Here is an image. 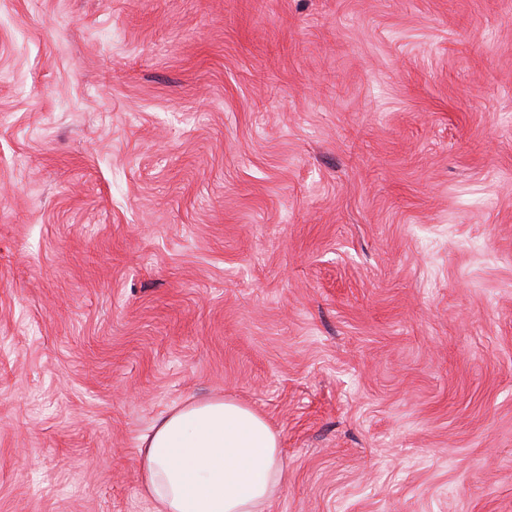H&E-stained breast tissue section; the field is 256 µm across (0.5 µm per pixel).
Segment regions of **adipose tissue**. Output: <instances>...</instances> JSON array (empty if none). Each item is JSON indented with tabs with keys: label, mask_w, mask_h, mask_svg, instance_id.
I'll list each match as a JSON object with an SVG mask.
<instances>
[{
	"label": "adipose tissue",
	"mask_w": 512,
	"mask_h": 512,
	"mask_svg": "<svg viewBox=\"0 0 512 512\" xmlns=\"http://www.w3.org/2000/svg\"><path fill=\"white\" fill-rule=\"evenodd\" d=\"M139 468L156 512H263L283 483L278 433L251 406L219 397L159 418L140 438Z\"/></svg>",
	"instance_id": "obj_1"
}]
</instances>
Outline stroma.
Instances as JSON below:
<instances>
[{
	"mask_svg": "<svg viewBox=\"0 0 512 512\" xmlns=\"http://www.w3.org/2000/svg\"><path fill=\"white\" fill-rule=\"evenodd\" d=\"M210 395L265 512H512V0H0V512Z\"/></svg>",
	"mask_w": 512,
	"mask_h": 512,
	"instance_id": "1",
	"label": "stroma"
}]
</instances>
